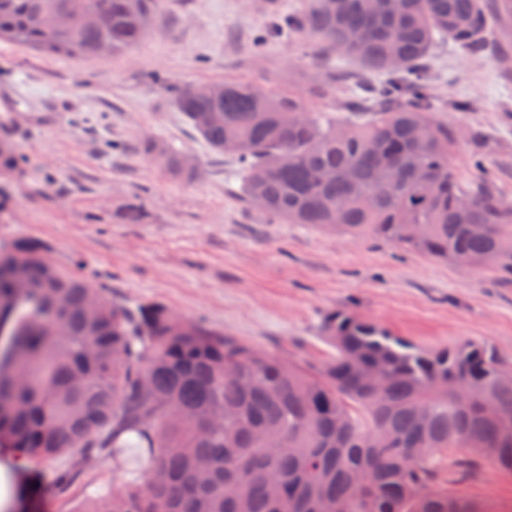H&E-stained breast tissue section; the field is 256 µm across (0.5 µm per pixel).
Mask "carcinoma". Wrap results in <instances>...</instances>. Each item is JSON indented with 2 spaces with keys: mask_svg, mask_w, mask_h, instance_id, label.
<instances>
[{
  "mask_svg": "<svg viewBox=\"0 0 512 512\" xmlns=\"http://www.w3.org/2000/svg\"><path fill=\"white\" fill-rule=\"evenodd\" d=\"M300 0L277 32L307 34L363 70L371 106L311 112L299 94L246 82L180 91L199 138L239 165V192L287 224L371 237L454 263L495 253L512 275V204L452 154L425 62L447 40L477 56L512 34V0ZM155 0H0V39L82 61L144 37ZM70 25L47 30L43 18ZM176 174L193 172L161 150ZM483 224L474 235L468 225ZM29 283L19 294L17 278ZM85 281L34 240L0 244V441L44 464L61 493L112 459V487L74 512H504L448 492L488 463L512 473V364L487 343L434 349L345 312L323 320L326 366L264 354L161 304L106 303L89 323ZM382 366L366 386L353 360ZM499 409L483 414L485 403ZM425 419H420V414ZM483 448L475 457L472 448ZM370 469L368 486L357 482Z\"/></svg>",
  "mask_w": 512,
  "mask_h": 512,
  "instance_id": "1",
  "label": "carcinoma"
}]
</instances>
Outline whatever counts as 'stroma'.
I'll use <instances>...</instances> for the list:
<instances>
[{"instance_id":"stroma-1","label":"stroma","mask_w":512,"mask_h":512,"mask_svg":"<svg viewBox=\"0 0 512 512\" xmlns=\"http://www.w3.org/2000/svg\"><path fill=\"white\" fill-rule=\"evenodd\" d=\"M131 51L89 62L0 40V143L17 164L0 170V243L41 242L62 269L114 302L159 303L254 349L321 368L332 350L326 314L344 310L425 347L486 342L512 362V279L427 258L377 239L353 241L286 224L238 195L234 157L213 152L175 108L189 85L246 81L303 94L314 112H340L373 78L301 34L271 35L298 0H157ZM437 117L480 134L454 163L473 179L482 154L512 202V37L479 57L438 43L426 64ZM174 149L192 175L155 157ZM140 208L138 223L122 219ZM12 464L22 512H74L112 483V465L59 495L47 468ZM462 494L512 503V473L482 465Z\"/></svg>"}]
</instances>
